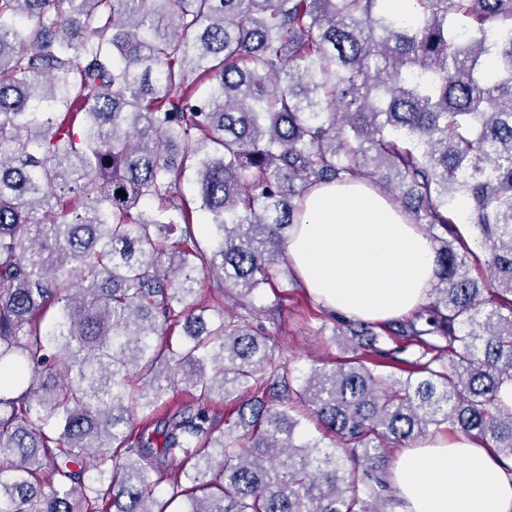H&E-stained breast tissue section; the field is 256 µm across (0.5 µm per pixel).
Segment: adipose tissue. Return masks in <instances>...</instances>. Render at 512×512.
I'll return each mask as SVG.
<instances>
[{
	"label": "adipose tissue",
	"mask_w": 512,
	"mask_h": 512,
	"mask_svg": "<svg viewBox=\"0 0 512 512\" xmlns=\"http://www.w3.org/2000/svg\"><path fill=\"white\" fill-rule=\"evenodd\" d=\"M287 255L315 300L352 320L410 317L436 281L434 246L421 225L360 179L307 194ZM390 480L402 512H512V474L489 448L461 435L403 449Z\"/></svg>",
	"instance_id": "adipose-tissue-1"
}]
</instances>
